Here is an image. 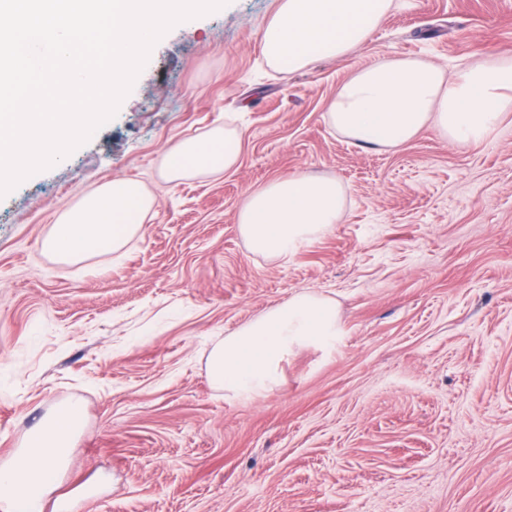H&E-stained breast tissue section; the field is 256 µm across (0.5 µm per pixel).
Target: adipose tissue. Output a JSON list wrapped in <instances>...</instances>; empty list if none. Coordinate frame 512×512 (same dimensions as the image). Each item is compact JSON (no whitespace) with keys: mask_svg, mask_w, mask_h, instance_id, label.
Listing matches in <instances>:
<instances>
[{"mask_svg":"<svg viewBox=\"0 0 512 512\" xmlns=\"http://www.w3.org/2000/svg\"><path fill=\"white\" fill-rule=\"evenodd\" d=\"M393 0H279L263 33L269 66L296 72L314 59L349 55L364 43ZM512 115V56L445 73L434 62L387 58L353 72L338 88L328 118L336 131L362 147L403 148L427 127L454 145L476 148ZM236 131H215L168 149V181L217 175L238 161ZM345 188L336 179L295 173L247 192L240 231L252 252L280 258L342 217ZM154 197L136 180L115 178L82 193L43 241L62 263L116 253L142 236ZM346 330L335 301L301 293L215 342L207 361L213 388L231 399L261 397L282 382L284 364L302 347L336 350ZM83 404L55 407L24 438L18 455L0 464V503L7 512H44L58 486L74 440L85 430Z\"/></svg>","mask_w":512,"mask_h":512,"instance_id":"obj_1","label":"adipose tissue"}]
</instances>
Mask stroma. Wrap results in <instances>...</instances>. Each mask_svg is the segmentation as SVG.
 <instances>
[{"label":"stroma","mask_w":512,"mask_h":512,"mask_svg":"<svg viewBox=\"0 0 512 512\" xmlns=\"http://www.w3.org/2000/svg\"><path fill=\"white\" fill-rule=\"evenodd\" d=\"M277 0H229L169 30L115 116L66 164L0 199V463L55 406L87 426L45 512H512V120L461 148L427 128L362 147L326 113L382 58L446 70L512 55V0H397L348 56L269 67ZM215 128L237 164L173 185L162 158ZM332 177L345 212L285 259L252 252L243 195ZM124 177L144 233L75 264L42 241L83 190ZM299 293L346 336L244 401L211 387L216 338Z\"/></svg>","instance_id":"stroma-1"}]
</instances>
